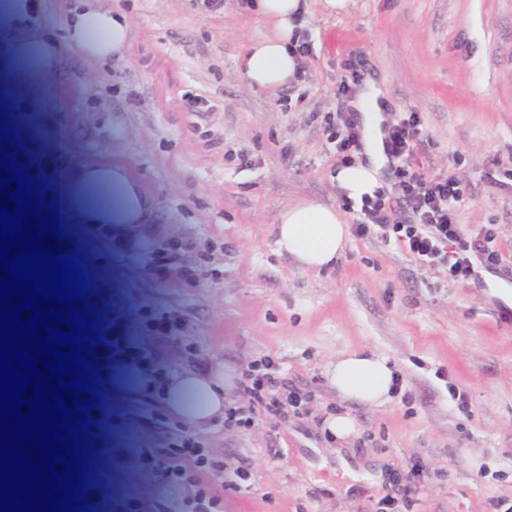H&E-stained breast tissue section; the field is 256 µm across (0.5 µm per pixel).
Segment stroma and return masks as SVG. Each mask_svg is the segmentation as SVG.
Instances as JSON below:
<instances>
[{"label": "stroma", "instance_id": "1", "mask_svg": "<svg viewBox=\"0 0 512 512\" xmlns=\"http://www.w3.org/2000/svg\"><path fill=\"white\" fill-rule=\"evenodd\" d=\"M77 2L0 7V78L17 81L0 111L18 150L40 156L64 233L101 270L91 512H168L176 418L165 380L223 365L229 408L243 368L264 357L310 393L306 413L184 427L224 464L209 476L224 512H376L395 475L417 491L391 512H491L490 498L512 500V0H349L336 16L311 0L313 54L272 92L239 67L270 32L245 0L217 12L196 0H97L131 27L125 55L109 61L71 41ZM352 51L366 70L347 111L370 84L384 120L416 109L426 169L467 186L460 223L494 230L503 262L478 282H451L376 237H349L318 272L277 253L279 214L295 201L358 221L324 123ZM191 96L206 111H191ZM174 237L196 246L191 281L166 259ZM359 350L396 367L386 407L329 382L330 362ZM342 413L356 423L346 438L325 426Z\"/></svg>", "mask_w": 512, "mask_h": 512}]
</instances>
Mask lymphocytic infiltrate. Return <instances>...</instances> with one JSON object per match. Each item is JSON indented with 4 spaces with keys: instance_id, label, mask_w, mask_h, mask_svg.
<instances>
[{
    "instance_id": "1",
    "label": "lymphocytic infiltrate",
    "mask_w": 512,
    "mask_h": 512,
    "mask_svg": "<svg viewBox=\"0 0 512 512\" xmlns=\"http://www.w3.org/2000/svg\"><path fill=\"white\" fill-rule=\"evenodd\" d=\"M330 139L335 140L341 162L352 160L361 148V131L356 113H327ZM386 155L393 162L392 188H377L363 197L361 218L353 226L356 237L377 236L395 242L421 263L447 271L453 282L477 279L479 268L495 269L502 261L490 243L492 233L470 235L458 221V207L466 194L465 184L455 175L424 173L418 159L422 143L418 112H403L385 127ZM269 360L248 365L239 381L241 404L225 412L226 426L251 425L257 414L286 418L289 408L300 407L304 397L293 391L281 394ZM168 478L176 488L169 512H223V498L205 475L222 471L201 446L175 429L168 450Z\"/></svg>"
}]
</instances>
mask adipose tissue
Wrapping results in <instances>:
<instances>
[{
  "label": "adipose tissue",
  "instance_id": "obj_1",
  "mask_svg": "<svg viewBox=\"0 0 512 512\" xmlns=\"http://www.w3.org/2000/svg\"><path fill=\"white\" fill-rule=\"evenodd\" d=\"M252 8L272 27L269 36L251 43L242 56V72L253 87L265 91L288 86L297 77L298 62L290 51L295 20L307 13V0H254ZM69 31L94 58L105 60L122 53L129 42V21L124 13L102 11L83 4L69 20ZM370 163L340 168L336 183L348 199L357 201L378 187L383 163L380 138H367ZM348 234L342 214L335 207L315 200H300L279 216L276 246L302 268L319 270L339 258ZM337 393L374 407L393 399L396 369L389 360L371 351H354L337 358L328 370ZM172 413L187 422L204 425L224 416L222 372L186 369L165 387Z\"/></svg>",
  "mask_w": 512,
  "mask_h": 512
}]
</instances>
